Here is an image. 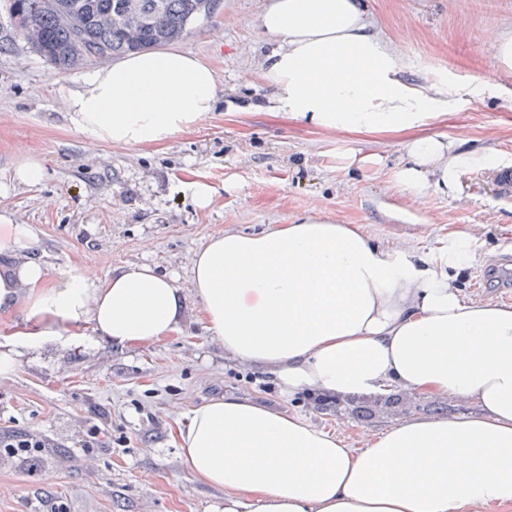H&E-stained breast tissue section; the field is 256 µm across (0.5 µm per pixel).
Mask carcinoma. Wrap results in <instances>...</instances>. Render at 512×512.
<instances>
[{"label":"carcinoma","mask_w":512,"mask_h":512,"mask_svg":"<svg viewBox=\"0 0 512 512\" xmlns=\"http://www.w3.org/2000/svg\"><path fill=\"white\" fill-rule=\"evenodd\" d=\"M123 0H45V7L32 13L27 0H11L9 13H22L30 48L62 71L81 65L83 47H97L100 57H120L148 51L184 38L188 23L210 11L212 0H135L145 18L137 34L130 37L123 27L112 23V14ZM383 408L395 415H407L412 401L393 397Z\"/></svg>","instance_id":"cac0c4a2"}]
</instances>
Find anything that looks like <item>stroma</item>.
<instances>
[{"label":"stroma","mask_w":512,"mask_h":512,"mask_svg":"<svg viewBox=\"0 0 512 512\" xmlns=\"http://www.w3.org/2000/svg\"><path fill=\"white\" fill-rule=\"evenodd\" d=\"M367 2L407 81H490L494 92L398 133L317 129L270 107L261 66L278 43L258 26L267 0H216L177 43L215 69L216 110L163 143L117 147L76 131L58 93L80 88L100 60L60 72L18 38L0 0V36L15 39L0 53V213L35 240L15 258L36 257L52 277L102 280L146 263L175 279L181 303L176 329L157 341L120 346L88 325L76 336L65 329L0 375V439L45 443L24 456L0 448V512H211L224 491L190 472L175 435L194 408L227 396L299 416L356 448L399 423L391 414L357 420L349 402L317 410L307 396L282 395L262 369L225 358L191 284V258L211 236L315 213L430 257L465 233L472 260L457 277L462 296L501 304L483 275L493 265L512 279V194L495 180L512 168V76L496 56L499 35L512 34V0ZM427 136L489 150L500 165L461 172L454 191L410 195L393 174L406 144ZM30 154L46 176L17 183L13 169ZM352 154L360 166L348 165ZM193 182L212 188L207 209L195 206Z\"/></svg>","instance_id":"35a3bbf8"}]
</instances>
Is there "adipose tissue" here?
Masks as SVG:
<instances>
[{
  "mask_svg": "<svg viewBox=\"0 0 512 512\" xmlns=\"http://www.w3.org/2000/svg\"><path fill=\"white\" fill-rule=\"evenodd\" d=\"M260 28L279 40L263 76L274 107L323 130L394 132L490 92L486 81L428 93L406 82L365 0H268ZM213 68L176 47L97 68L65 92L72 126L119 147L168 140L214 111ZM397 183L452 188L495 155L438 137L406 146ZM466 238L437 256L371 241L314 215L207 239L193 254L195 296L228 357L269 372L282 394L341 398L400 389L474 402L470 416L409 417L352 448L297 416L228 397L197 407L180 455L223 488L224 512H482L512 503V306L465 300L455 278ZM22 305L19 343L92 324L117 344L174 330L179 293L146 264L101 281L48 277L32 259L0 271V306Z\"/></svg>",
  "mask_w": 512,
  "mask_h": 512,
  "instance_id": "ef3b65f1",
  "label": "adipose tissue"
}]
</instances>
